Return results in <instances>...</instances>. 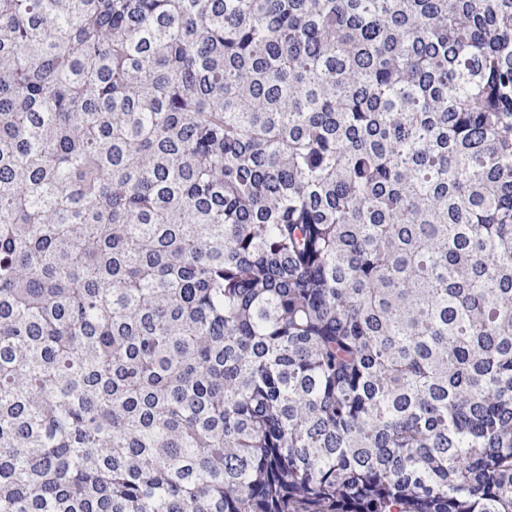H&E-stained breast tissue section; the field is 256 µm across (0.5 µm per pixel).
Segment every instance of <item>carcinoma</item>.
Listing matches in <instances>:
<instances>
[{
  "label": "carcinoma",
  "mask_w": 512,
  "mask_h": 512,
  "mask_svg": "<svg viewBox=\"0 0 512 512\" xmlns=\"http://www.w3.org/2000/svg\"><path fill=\"white\" fill-rule=\"evenodd\" d=\"M0 512H512V0H0Z\"/></svg>",
  "instance_id": "obj_1"
}]
</instances>
